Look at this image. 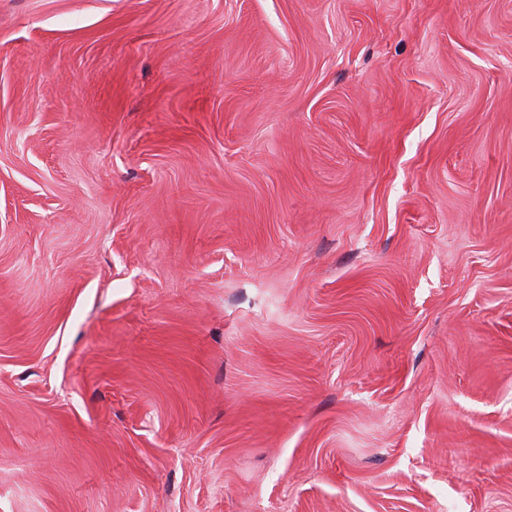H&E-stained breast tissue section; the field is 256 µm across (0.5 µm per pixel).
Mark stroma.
I'll use <instances>...</instances> for the list:
<instances>
[{
	"label": "stroma",
	"mask_w": 512,
	"mask_h": 512,
	"mask_svg": "<svg viewBox=\"0 0 512 512\" xmlns=\"http://www.w3.org/2000/svg\"><path fill=\"white\" fill-rule=\"evenodd\" d=\"M0 512H512V0H0Z\"/></svg>",
	"instance_id": "obj_1"
}]
</instances>
